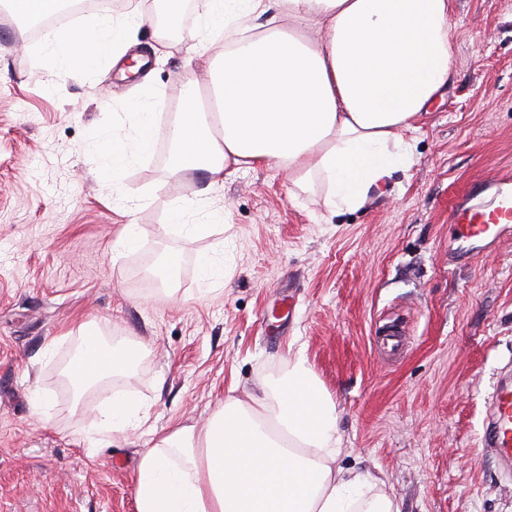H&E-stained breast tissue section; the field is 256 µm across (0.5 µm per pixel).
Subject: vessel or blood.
<instances>
[{
	"instance_id": "b4317fda",
	"label": "vessel or blood",
	"mask_w": 512,
	"mask_h": 512,
	"mask_svg": "<svg viewBox=\"0 0 512 512\" xmlns=\"http://www.w3.org/2000/svg\"><path fill=\"white\" fill-rule=\"evenodd\" d=\"M448 218L459 229L456 256L469 255L470 245L499 246L512 238V175L487 176L459 199L448 203ZM481 447L485 453L512 465V380L497 381L490 395Z\"/></svg>"
}]
</instances>
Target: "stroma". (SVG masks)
Listing matches in <instances>:
<instances>
[{
	"label": "stroma",
	"mask_w": 512,
	"mask_h": 512,
	"mask_svg": "<svg viewBox=\"0 0 512 512\" xmlns=\"http://www.w3.org/2000/svg\"><path fill=\"white\" fill-rule=\"evenodd\" d=\"M450 4L454 83L405 131V166L338 215L271 162L208 195L202 173L166 177L182 85L208 63L146 22L120 60L69 68L0 10V512H137L155 433L204 423L299 353L335 405L338 465L400 512H512V479L480 448L512 368V239L448 261L449 199L512 172V0ZM89 326L137 358L69 394L55 371ZM388 330L400 356L376 342ZM120 395L148 419L101 441Z\"/></svg>",
	"instance_id": "1"
}]
</instances>
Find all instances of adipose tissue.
<instances>
[{
	"label": "adipose tissue",
	"mask_w": 512,
	"mask_h": 512,
	"mask_svg": "<svg viewBox=\"0 0 512 512\" xmlns=\"http://www.w3.org/2000/svg\"><path fill=\"white\" fill-rule=\"evenodd\" d=\"M199 15L235 20L287 12L288 27L209 55L215 111L188 92L170 127L172 172L203 171L206 192L228 169L272 162L294 185L320 181L338 211L356 210L402 167V133L454 78L449 0H197ZM134 37L102 16L94 37L48 35L63 64ZM69 369L76 387L125 371L131 352L97 330ZM334 404L302 355L246 398L231 396L204 427L180 425L140 453L138 512H399L375 479L338 465Z\"/></svg>",
	"instance_id": "ef3b65f1"
}]
</instances>
